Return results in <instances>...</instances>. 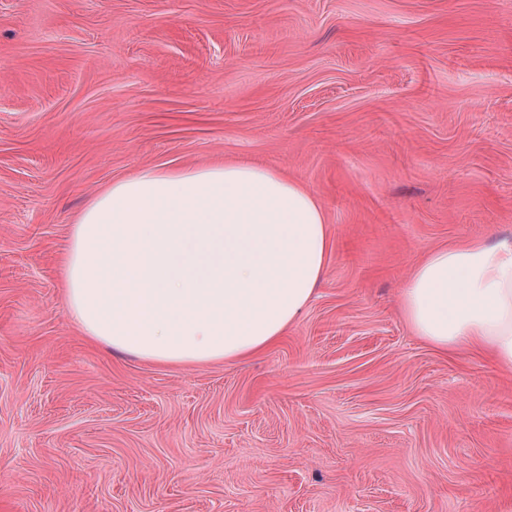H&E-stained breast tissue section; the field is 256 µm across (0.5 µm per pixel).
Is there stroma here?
Returning a JSON list of instances; mask_svg holds the SVG:
<instances>
[{
    "instance_id": "stroma-1",
    "label": "stroma",
    "mask_w": 512,
    "mask_h": 512,
    "mask_svg": "<svg viewBox=\"0 0 512 512\" xmlns=\"http://www.w3.org/2000/svg\"><path fill=\"white\" fill-rule=\"evenodd\" d=\"M268 166L319 200L316 296L231 362L112 351L71 229L148 167ZM512 238V0H0V512H497L512 372L401 291Z\"/></svg>"
}]
</instances>
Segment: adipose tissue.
I'll use <instances>...</instances> for the list:
<instances>
[{
	"instance_id": "1",
	"label": "adipose tissue",
	"mask_w": 512,
	"mask_h": 512,
	"mask_svg": "<svg viewBox=\"0 0 512 512\" xmlns=\"http://www.w3.org/2000/svg\"><path fill=\"white\" fill-rule=\"evenodd\" d=\"M331 250L318 199L272 169L145 168L100 189L74 224L66 307L84 335L146 362L238 360L309 306ZM401 308L434 348L512 369V239L432 252Z\"/></svg>"
}]
</instances>
